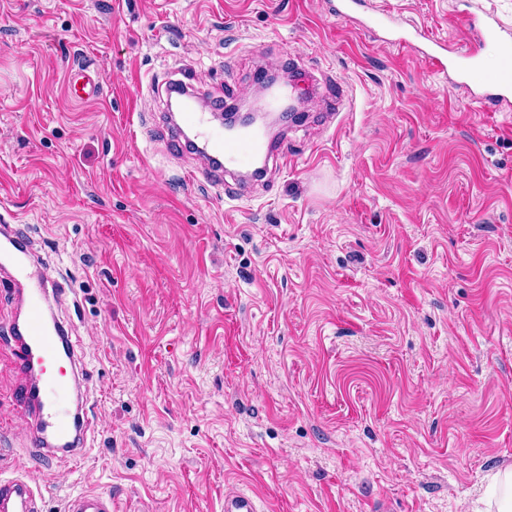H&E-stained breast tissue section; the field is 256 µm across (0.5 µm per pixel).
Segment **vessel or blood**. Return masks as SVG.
Returning a JSON list of instances; mask_svg holds the SVG:
<instances>
[{"label":"vessel or blood","mask_w":512,"mask_h":512,"mask_svg":"<svg viewBox=\"0 0 512 512\" xmlns=\"http://www.w3.org/2000/svg\"><path fill=\"white\" fill-rule=\"evenodd\" d=\"M460 25L471 38V51L452 49L447 40L418 28L393 33L392 40L414 48L426 64L454 88L465 91L471 101L511 107L512 55L499 52L497 28L474 13L462 16ZM488 53L495 56L490 67L483 62ZM100 84L96 69L73 68L67 94L73 100L86 101L98 95ZM164 91L167 97L176 98L181 125L205 157L212 178L225 182L226 195H244L246 178L258 176L269 166L284 168L291 162L287 143L273 144L267 133L214 126L212 116L223 112L224 98L216 96L208 105H201L195 87L181 79L167 80ZM36 261L26 225H1L0 272L11 279L20 306L8 333L19 353V368L27 376L26 383L18 386L16 398L32 427L30 456L77 460L87 448L86 433L76 426L77 419L86 415V403L72 401L71 395L80 390L87 374L63 325L49 315L52 301L60 294L58 282L36 273ZM38 499V489L25 476L0 477V512H38ZM64 512H112V497L104 491L81 492L66 499ZM224 512H258L257 499L236 488L225 489Z\"/></svg>","instance_id":"b4317fda"}]
</instances>
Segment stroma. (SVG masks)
<instances>
[{"label": "stroma", "instance_id": "obj_1", "mask_svg": "<svg viewBox=\"0 0 512 512\" xmlns=\"http://www.w3.org/2000/svg\"><path fill=\"white\" fill-rule=\"evenodd\" d=\"M329 0H0V217L65 294L93 407L41 466L0 275L5 474L43 512H470L512 467V110L473 103ZM406 28L512 43V0H370ZM328 73L344 109L284 128L293 162L231 199L168 149L157 84L257 99L259 69ZM102 74L71 100L68 69ZM224 512H258L254 494L236 488L224 490ZM64 512H112V496L105 491H85L66 499Z\"/></svg>", "mask_w": 512, "mask_h": 512}]
</instances>
